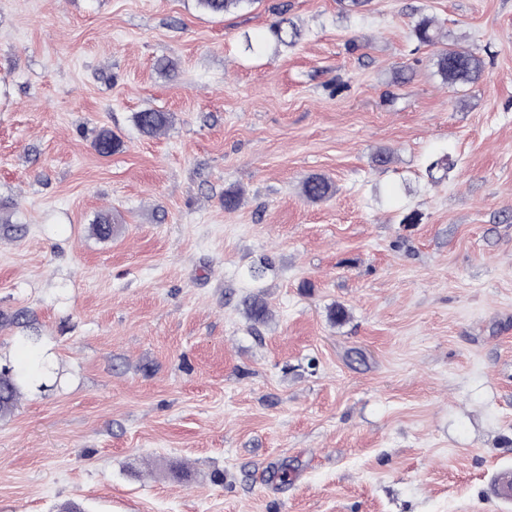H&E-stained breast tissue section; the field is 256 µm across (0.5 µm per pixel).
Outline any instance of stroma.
<instances>
[{
    "mask_svg": "<svg viewBox=\"0 0 512 512\" xmlns=\"http://www.w3.org/2000/svg\"><path fill=\"white\" fill-rule=\"evenodd\" d=\"M1 205L0 512H512V0H0ZM435 64L444 80L451 84L475 80L482 72V62L478 57L458 49L442 51ZM172 114L157 110H145L135 113L134 122L139 130L150 136L161 135L172 122ZM333 192L332 182L322 175L308 176L301 182V195L310 202L325 201ZM21 388L19 378L12 370H0V416L11 412L17 403Z\"/></svg>",
    "mask_w": 512,
    "mask_h": 512,
    "instance_id": "obj_1",
    "label": "stroma"
}]
</instances>
